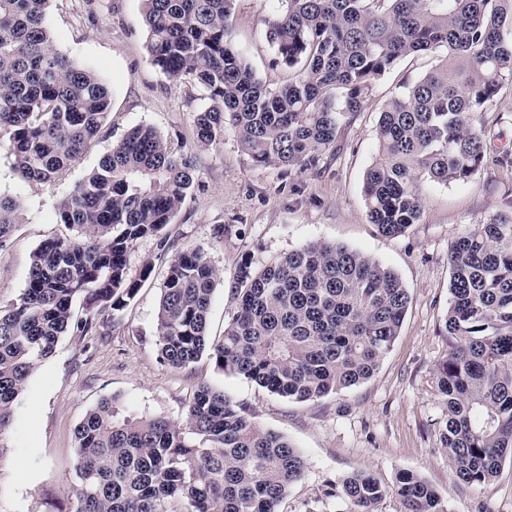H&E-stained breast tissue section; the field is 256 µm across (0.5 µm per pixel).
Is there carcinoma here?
I'll use <instances>...</instances> for the list:
<instances>
[{
	"label": "carcinoma",
	"mask_w": 512,
	"mask_h": 512,
	"mask_svg": "<svg viewBox=\"0 0 512 512\" xmlns=\"http://www.w3.org/2000/svg\"><path fill=\"white\" fill-rule=\"evenodd\" d=\"M50 0H0V149L38 184L66 175L105 133L109 92L62 54L47 24ZM268 24L278 59L295 70L265 87L233 43L235 0H142L152 66L189 80L208 105L195 117L200 148L231 128L263 166L304 171L336 142L349 113L409 56L438 55L384 104L378 148L364 178L370 222L397 238L420 223L425 184H463L483 165L485 134L474 124L512 86V0H284ZM196 184L192 156L155 127L130 129L57 205L72 237L43 241L26 287L0 306V435L40 360L93 310L120 311L151 274L128 275L133 244L172 223ZM20 203L0 195V247ZM447 358L436 385L447 407L445 448L455 477L481 485L512 456V211L466 229L450 244ZM219 281L198 249L172 258L161 287L159 357L182 369L206 355L215 366L270 393L317 400L370 378L390 350L411 298L397 274L343 244L314 241L261 268L244 260L230 286L224 334L209 338ZM82 299L89 315L75 322ZM72 512H280L305 475L301 452L261 428L224 393H193L184 420L130 418L103 400L76 428ZM405 512H447L420 475L391 489L369 474L345 477L326 496L350 512H376L388 494Z\"/></svg>",
	"instance_id": "1"
}]
</instances>
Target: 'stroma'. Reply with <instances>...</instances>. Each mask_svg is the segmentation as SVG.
Here are the masks:
<instances>
[{"instance_id":"obj_1","label":"stroma","mask_w":512,"mask_h":512,"mask_svg":"<svg viewBox=\"0 0 512 512\" xmlns=\"http://www.w3.org/2000/svg\"><path fill=\"white\" fill-rule=\"evenodd\" d=\"M282 8V0H237L233 14L237 48L272 89L292 76L267 37V19ZM47 20L57 48L106 84L111 132L53 186L24 180L0 153V193L22 206L0 248V306L23 292L39 244L67 235L56 218L58 199L129 129L151 125L191 153L198 186L163 230L169 249H160L152 237L134 244L131 277L146 266L152 273L123 310L98 312L99 322L111 320V327L69 328L17 398L12 422L0 436V512H72L75 429L100 401L114 397L127 413L179 422L203 383L303 454L305 475L281 512H349L344 499L326 497L329 485L368 472L389 487L403 471L422 475L448 512H512V458L483 485L455 479L443 442L446 410L435 383L436 368L448 355V248L467 227L512 209V89L500 95L494 111L475 117L487 133L486 163L467 183L426 186L421 223L405 236L386 238L370 223L363 193L376 127L385 101L402 80L430 69L431 56L408 58L386 74L361 112L348 116L317 167L286 171L254 163L229 129L221 143L197 147L202 91L170 82L150 64L141 0H51ZM220 225L225 233L219 237ZM318 240L343 243L390 267L411 295L400 333L370 379L296 402L219 370L205 356L182 369L161 364L156 314L174 252L201 249L220 273L209 313V334L216 338L232 317L229 287L242 260L259 267Z\"/></svg>"}]
</instances>
